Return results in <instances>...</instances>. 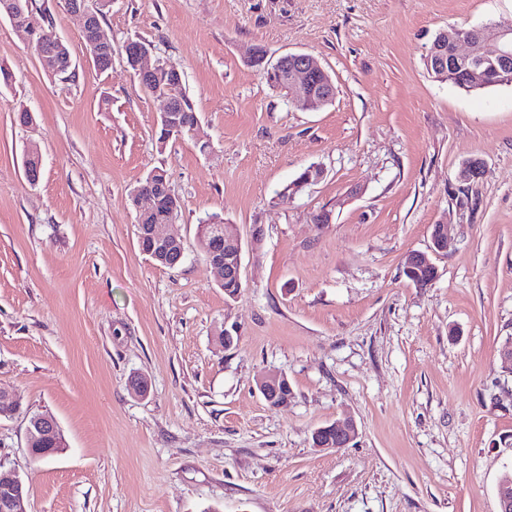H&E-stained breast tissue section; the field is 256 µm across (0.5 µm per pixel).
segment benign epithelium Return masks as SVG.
Instances as JSON below:
<instances>
[{
	"mask_svg": "<svg viewBox=\"0 0 512 512\" xmlns=\"http://www.w3.org/2000/svg\"><path fill=\"white\" fill-rule=\"evenodd\" d=\"M64 8L79 17L83 32L91 35L89 40L90 55L94 63H99L106 54H112V43L101 32L98 15L100 11L108 8L112 0H95V6L88 5V0H63ZM31 9V0H0V17L7 18L16 31L23 34L27 41L36 43L38 54L49 70L61 68V62L73 66L70 54L65 50V43L57 36L46 44L35 39V32L27 25L26 17ZM495 37L478 47L471 38H463L467 50L455 51L458 58L472 60L475 58L495 59L508 61L512 58V28H494ZM126 54L136 67V73L142 77L153 78L159 75L163 65L150 63L151 51L142 47H127ZM297 65L283 74L282 88L288 92V97L300 99L309 90L310 76L322 71L314 59L307 54H295ZM32 148H27L24 159V175L26 180L35 185L40 180L41 164L31 165ZM170 194L167 183L155 185L154 189L138 188L134 190L133 202L138 215L147 217L159 206L161 198ZM159 224H140L137 229L138 240H146L150 244L148 256L153 260L162 262L169 268L179 265L185 251L176 234H164ZM208 263L217 271L219 280L235 278L242 280V243L238 236L229 230L219 233L215 242L206 246ZM286 377L272 373L259 381V388L264 392L265 398L279 407L288 405L289 399L278 395V384ZM38 426L45 437H55L64 441L56 420L50 415L36 418ZM354 427L351 424L343 425L331 423L318 428L313 435V446L319 449H339L347 446L353 437ZM500 512H512V481L504 475L500 478L497 487ZM27 497L25 481L20 474L11 468L0 465V512H25L24 501Z\"/></svg>",
	"mask_w": 512,
	"mask_h": 512,
	"instance_id": "obj_1",
	"label": "benign epithelium"
}]
</instances>
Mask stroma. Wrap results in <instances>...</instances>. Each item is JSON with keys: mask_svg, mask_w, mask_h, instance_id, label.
<instances>
[{"mask_svg": "<svg viewBox=\"0 0 512 512\" xmlns=\"http://www.w3.org/2000/svg\"><path fill=\"white\" fill-rule=\"evenodd\" d=\"M32 4L77 76L51 78L0 18V386L21 403L0 417V464L25 479L28 512H499L512 85L439 82L425 55L451 27L511 28L512 0H112L104 73L60 0ZM130 39L182 70L195 104L196 129L163 151ZM256 49L312 56L332 103L290 107L249 65ZM472 158L485 171L469 184ZM312 165L320 177L280 201ZM157 168L187 242L174 268L136 237L130 193ZM322 211L330 223H313ZM214 213L245 240L264 228L232 301L195 246ZM441 222L455 230L438 277L415 287L405 258ZM266 373L287 376V407L264 399ZM35 413L66 443L44 464L26 448ZM347 420V447L313 448L317 428Z\"/></svg>", "mask_w": 512, "mask_h": 512, "instance_id": "35a3bbf8", "label": "stroma"}]
</instances>
